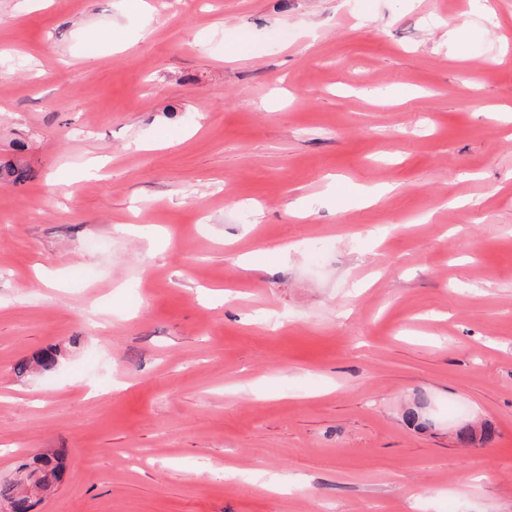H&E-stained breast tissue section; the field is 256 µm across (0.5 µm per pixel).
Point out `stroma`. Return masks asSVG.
I'll list each match as a JSON object with an SVG mask.
<instances>
[{"label":"stroma","instance_id":"stroma-1","mask_svg":"<svg viewBox=\"0 0 512 512\" xmlns=\"http://www.w3.org/2000/svg\"><path fill=\"white\" fill-rule=\"evenodd\" d=\"M10 167L37 512H512V0H0ZM59 351L57 348H49L41 352L32 360L20 361L15 369L19 375L29 373V370L37 368L43 372H52L58 365ZM35 366V367H34ZM66 449L59 448L55 450L51 456L42 454L33 460V463H23L18 470L24 469V475L29 477L30 475L37 474L40 481L43 482V490L48 491L52 487H57L63 478V468L61 465V459L66 454Z\"/></svg>","mask_w":512,"mask_h":512}]
</instances>
